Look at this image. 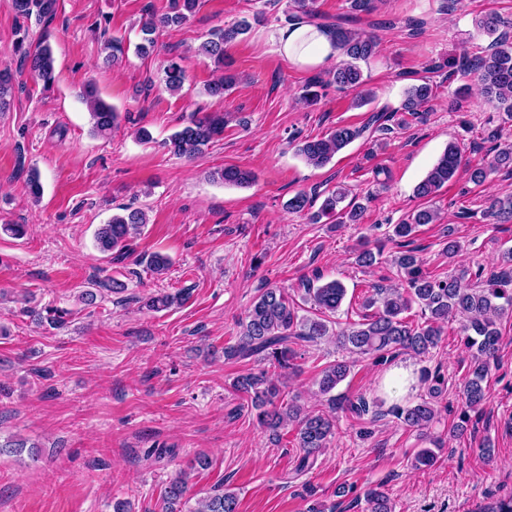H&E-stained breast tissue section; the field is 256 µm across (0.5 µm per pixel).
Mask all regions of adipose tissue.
<instances>
[{"mask_svg":"<svg viewBox=\"0 0 512 512\" xmlns=\"http://www.w3.org/2000/svg\"><path fill=\"white\" fill-rule=\"evenodd\" d=\"M270 37L277 53L299 69H318L341 58L333 37L314 24L292 23L273 30Z\"/></svg>","mask_w":512,"mask_h":512,"instance_id":"adipose-tissue-1","label":"adipose tissue"}]
</instances>
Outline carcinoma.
Here are the masks:
<instances>
[{"instance_id": "obj_1", "label": "carcinoma", "mask_w": 512, "mask_h": 512, "mask_svg": "<svg viewBox=\"0 0 512 512\" xmlns=\"http://www.w3.org/2000/svg\"><path fill=\"white\" fill-rule=\"evenodd\" d=\"M57 0H9L11 8L20 16L50 18L55 14ZM298 15L294 20L312 19L319 15L317 0H292ZM198 0H171L169 10L150 14L140 25L141 42L137 44L139 54H147L155 48L156 33L163 28L177 27L187 21L194 12ZM477 27L494 37L489 51L472 60H465L460 71L474 73L486 100L512 120V39L500 32L508 27L496 13L482 16ZM250 24L243 20L210 34L201 43L199 51L213 59L221 75L205 85V93L222 99L235 86V75L224 72L225 46L247 33ZM340 49L343 60L330 73L331 81L343 90L355 92L354 106L370 104L371 92L364 89V80L358 62L366 61L377 53L376 40L363 31L340 24L329 27ZM25 39L17 41L13 53L18 56L20 68L29 69L36 80L48 88L55 80L52 50L44 41L35 47H24ZM106 54L103 63L114 65L124 55V45L118 38L104 41ZM162 82L171 92L181 90L185 74L180 63L170 59L163 64ZM14 74L11 67L0 65V112L11 107L14 93ZM436 86L422 82L408 88L402 104L403 113L423 121L426 107L435 97ZM93 121V130L101 135L112 134L118 127L119 113L101 100L92 85L82 93ZM365 128L341 125L321 138L306 139L298 145V153L314 167H323L345 147L359 139ZM224 133V114L211 112L193 119L174 132L165 148L173 155L192 159ZM464 165V150L457 142H450L434 167L415 187V196L422 204L408 215L407 220L393 225L392 240L399 251L394 257L396 276L407 285L406 292L397 288L376 286L373 293L363 301V308L373 310L361 320L349 322L335 329L333 317L339 311L346 296V288L337 279L325 281L315 274L302 281V300L310 305L311 316L298 314L297 303L288 297L282 288H264L249 307L245 321L240 324L237 341L224 348V356L241 360H254L263 364L256 372L239 375L231 384L232 389L250 400L251 408L257 411V419L272 436H279L285 423L295 424L296 447L302 451L296 472L304 473L315 464V455L327 447L334 434L335 418L331 412L341 404L333 391L344 381L351 368L348 361H335L320 372L318 389L326 398L330 412L306 410L295 396L288 395L281 381L285 371L293 368L297 358L294 345L300 342L316 343L326 337H336L338 347L358 356H373L379 361H390L401 353L426 356L442 341V328L450 321L459 322V333L465 345L473 351L468 376L463 386L464 411L455 426L462 433L470 417L468 412L480 409L487 399L486 381L501 340L499 321L512 314V248L503 251L501 269L486 273L484 269L472 272L466 266H458L446 275L433 274L425 269V261L419 250L411 246V236L422 224L440 221L432 201L437 193L453 180ZM512 167V143L495 148L492 160L485 167L469 169V179L480 185L501 168ZM212 180L228 186L249 187L256 181L253 171L239 166H226L211 174ZM348 193L336 190L323 200L318 210H312L313 194L296 193L288 200L286 209L291 213H310V219L318 222L322 218L338 224L359 223L364 207L355 200H347ZM483 216L494 224L512 223V195L490 200ZM148 223L142 209L123 208L95 233L98 248L110 252L113 259L122 260L128 255L129 241L140 228ZM453 227L444 231L442 255L452 260L459 254L461 245L454 237ZM184 300V293H159L143 300V307L160 311ZM418 305L423 322L412 324L403 314ZM428 382L427 397L406 407H395L392 413L407 427L426 429L438 420V408L434 399L441 396L445 378L436 373H424ZM380 402L360 395L347 402L353 417L363 418L378 414ZM189 491L186 478L174 477L164 489L162 512H238V498L233 492L224 491V486L198 501L195 508H185ZM367 512H393L388 495L373 487L366 493ZM473 512H512V493L498 496L478 505Z\"/></svg>"}]
</instances>
